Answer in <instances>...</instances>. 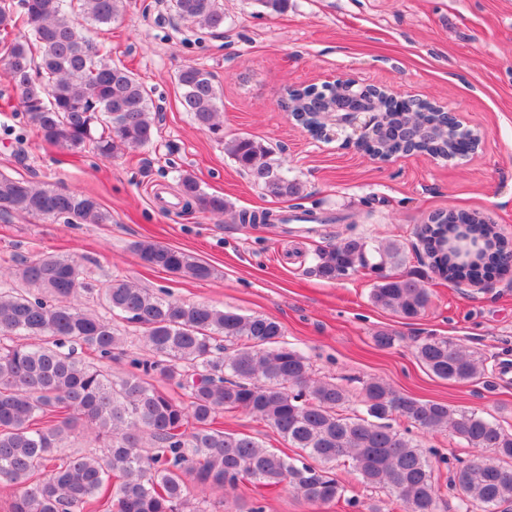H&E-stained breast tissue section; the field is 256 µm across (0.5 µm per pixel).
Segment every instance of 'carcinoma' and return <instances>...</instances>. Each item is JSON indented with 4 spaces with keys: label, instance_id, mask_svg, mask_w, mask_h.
<instances>
[{
    "label": "carcinoma",
    "instance_id": "cac0c4a2",
    "mask_svg": "<svg viewBox=\"0 0 512 512\" xmlns=\"http://www.w3.org/2000/svg\"><path fill=\"white\" fill-rule=\"evenodd\" d=\"M27 29L15 32L10 4L0 6V40L6 75L19 94L27 121L44 140L70 150L92 147L110 158L139 148L155 134L148 89L126 67L99 54L75 16L109 25L123 0H19ZM175 13L201 29L224 27L222 0H174ZM175 81L181 105L199 127L221 137V99L210 72L189 66ZM298 112H320L326 101L304 89ZM239 168L275 199H299L302 186L271 163L266 148L248 136L224 142ZM186 205L212 215L224 198L202 192L190 174L178 177ZM49 218L62 224H109L98 200L78 191L37 187L0 174V215ZM241 224L282 222L270 210L241 211ZM431 235L462 230L489 242L467 266L440 251L443 277L489 279L512 267V252L495 239L490 224L464 211L437 212ZM133 252L147 266L208 279L212 268L184 251L151 240ZM315 274L328 281L360 268L377 274L370 299L412 319L429 302L421 275L395 272L403 263L397 243L367 247L349 236L321 248ZM0 282V481L16 485L9 512H205L191 502L186 477L213 492H234L244 481L258 489L284 487L311 505L343 500L352 512H387L368 503L336 476L348 460L362 481L387 489L403 512H439L442 496L430 457L396 430L404 420L427 432L446 431L487 454L452 467L462 512H497L512 503V432L474 409L407 396L387 383L363 384L361 398L330 381L312 378L305 354L283 340L279 321L157 295L121 279L93 284L73 257L39 253ZM96 296L110 315L75 302L79 292ZM118 316L139 331L149 353L125 348L113 324ZM94 352L101 365L85 363ZM436 378L471 382L482 375L478 360L448 338L428 336L415 346ZM127 358L131 370L114 375L104 366ZM248 411L267 422L290 451H271L255 438L224 430L226 412ZM80 427L94 431L100 451L61 462L55 453Z\"/></svg>",
    "mask_w": 512,
    "mask_h": 512
}]
</instances>
